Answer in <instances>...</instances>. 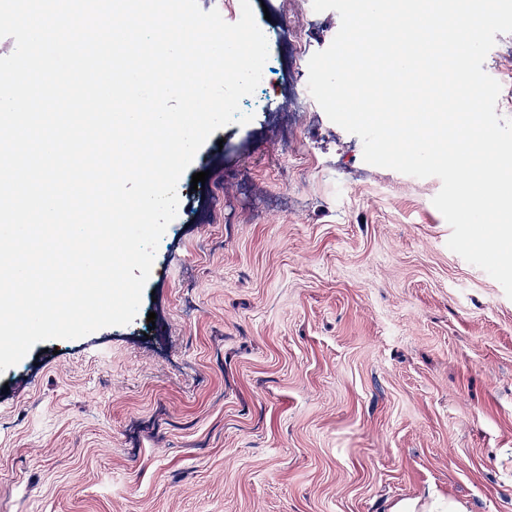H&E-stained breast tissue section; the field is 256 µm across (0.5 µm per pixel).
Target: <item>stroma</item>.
I'll list each match as a JSON object with an SVG mask.
<instances>
[{"mask_svg": "<svg viewBox=\"0 0 512 512\" xmlns=\"http://www.w3.org/2000/svg\"><path fill=\"white\" fill-rule=\"evenodd\" d=\"M263 2L272 82L181 176L136 318L0 373V512H512V299L448 248L438 178L292 111L338 13Z\"/></svg>", "mask_w": 512, "mask_h": 512, "instance_id": "35a3bbf8", "label": "stroma"}]
</instances>
